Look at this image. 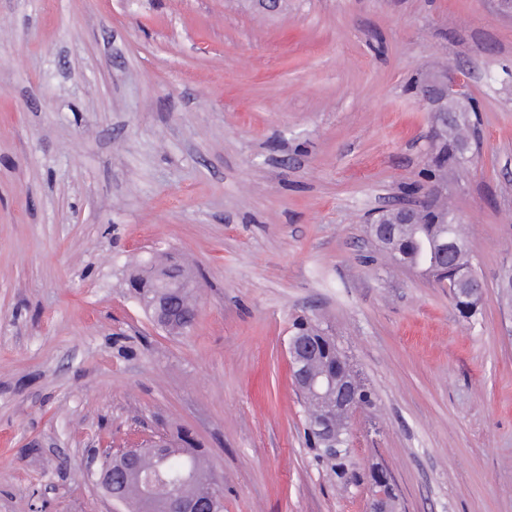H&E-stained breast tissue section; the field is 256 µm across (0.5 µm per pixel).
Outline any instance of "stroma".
<instances>
[{"instance_id":"obj_1","label":"stroma","mask_w":512,"mask_h":512,"mask_svg":"<svg viewBox=\"0 0 512 512\" xmlns=\"http://www.w3.org/2000/svg\"><path fill=\"white\" fill-rule=\"evenodd\" d=\"M481 147L449 174L484 283L390 265L370 210L429 181L436 63ZM189 261L193 330L127 286ZM512 18L492 0H0V512H110L108 448L185 431L224 512H512ZM371 391L341 484L311 448L294 320Z\"/></svg>"}]
</instances>
